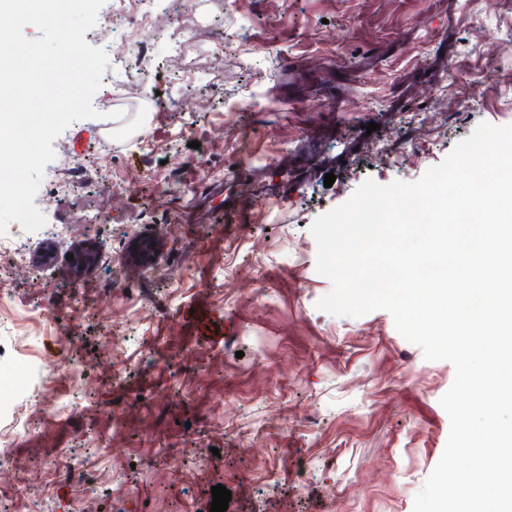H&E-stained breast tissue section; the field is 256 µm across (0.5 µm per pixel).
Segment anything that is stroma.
Listing matches in <instances>:
<instances>
[{"label": "stroma", "instance_id": "35a3bbf8", "mask_svg": "<svg viewBox=\"0 0 512 512\" xmlns=\"http://www.w3.org/2000/svg\"><path fill=\"white\" fill-rule=\"evenodd\" d=\"M500 2L154 0L126 78L52 143L34 202L63 233L15 224L0 253V357L65 400L7 433L0 512H203L218 485L227 512H413L454 368L387 311L318 309L309 228L364 181H418L478 124L512 125ZM201 304L223 342L192 336ZM74 459L83 499L52 474Z\"/></svg>", "mask_w": 512, "mask_h": 512}]
</instances>
